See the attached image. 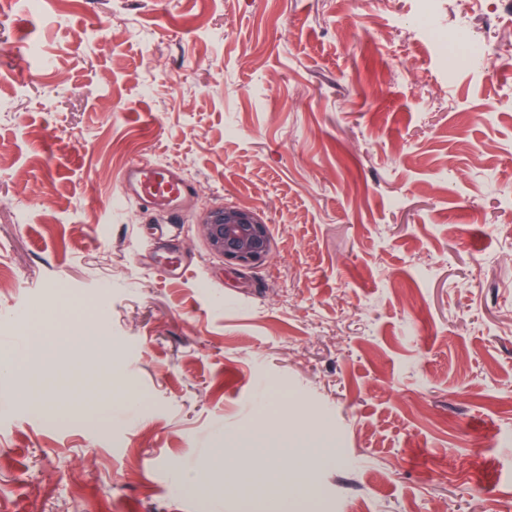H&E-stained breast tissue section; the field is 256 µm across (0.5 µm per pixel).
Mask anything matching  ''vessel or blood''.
<instances>
[{
	"instance_id": "1",
	"label": "vessel or blood",
	"mask_w": 512,
	"mask_h": 512,
	"mask_svg": "<svg viewBox=\"0 0 512 512\" xmlns=\"http://www.w3.org/2000/svg\"><path fill=\"white\" fill-rule=\"evenodd\" d=\"M125 195L155 210H167L193 193L192 186L170 167L149 161L133 164L124 179Z\"/></svg>"
}]
</instances>
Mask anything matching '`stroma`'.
Here are the masks:
<instances>
[{
  "label": "stroma",
  "instance_id": "1",
  "mask_svg": "<svg viewBox=\"0 0 512 512\" xmlns=\"http://www.w3.org/2000/svg\"><path fill=\"white\" fill-rule=\"evenodd\" d=\"M412 8L0 0V355L21 364L0 376V512L512 500V67L449 72ZM511 15L437 0L434 26L506 45ZM144 160L193 200L123 198ZM225 205L269 224L261 267L210 252L197 216ZM68 308L101 338L88 357ZM47 340L53 369L25 354ZM77 394L100 413L68 417ZM288 409L317 457L225 468L223 443Z\"/></svg>",
  "mask_w": 512,
  "mask_h": 512
}]
</instances>
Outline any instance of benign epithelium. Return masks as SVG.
I'll return each mask as SVG.
<instances>
[{
  "instance_id": "benign-epithelium-1",
  "label": "benign epithelium",
  "mask_w": 512,
  "mask_h": 512,
  "mask_svg": "<svg viewBox=\"0 0 512 512\" xmlns=\"http://www.w3.org/2000/svg\"><path fill=\"white\" fill-rule=\"evenodd\" d=\"M199 226L210 251L242 269L258 267L269 255V226L249 208L207 209L199 215Z\"/></svg>"
}]
</instances>
